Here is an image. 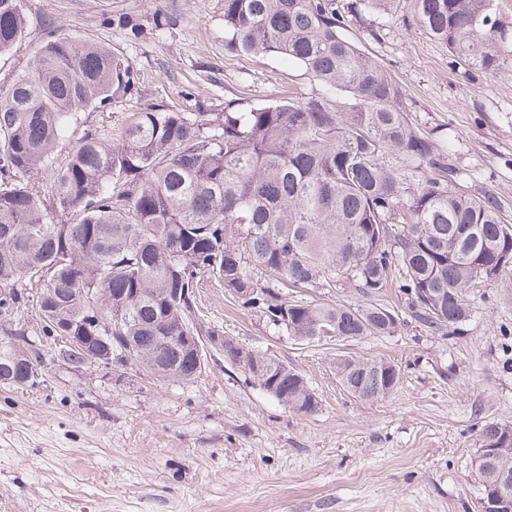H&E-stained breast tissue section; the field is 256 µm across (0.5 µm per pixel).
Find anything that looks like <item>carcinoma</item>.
<instances>
[{
	"mask_svg": "<svg viewBox=\"0 0 512 512\" xmlns=\"http://www.w3.org/2000/svg\"><path fill=\"white\" fill-rule=\"evenodd\" d=\"M224 0V43L232 54H279L325 88L247 112H178L149 104L115 132L88 130L63 157L56 149L81 114L129 93L137 79L120 54L49 36L30 69L0 89V318L21 307L3 290L28 284L51 309L41 332L94 316L84 288L112 289V341L126 336L162 379L202 372L194 352L155 356L166 336L211 335L195 319L207 274L243 306L290 336L357 340L389 336L395 309L363 304H290L255 273L284 288L343 282L366 295L396 286L411 317L455 333L473 313L471 294L512 273V224L491 193L453 190L457 172L407 119L405 92L344 35L361 8L390 14L400 0ZM420 26L455 63L493 76L512 67V42L495 0H414ZM19 0H0V55L24 37ZM396 151L425 176L404 186L382 161ZM51 171L64 220L51 218L42 187ZM229 362L290 411H318L302 375L267 354L221 342ZM23 347L0 344V367L19 378ZM343 389L360 401L392 395L400 368L381 358L336 359ZM481 448L512 449V424L478 431Z\"/></svg>",
	"mask_w": 512,
	"mask_h": 512,
	"instance_id": "cac0c4a2",
	"label": "carcinoma"
}]
</instances>
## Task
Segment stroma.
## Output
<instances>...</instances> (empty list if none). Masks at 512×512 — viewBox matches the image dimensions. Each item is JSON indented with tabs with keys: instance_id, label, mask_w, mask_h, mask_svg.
<instances>
[{
	"instance_id": "35a3bbf8",
	"label": "stroma",
	"mask_w": 512,
	"mask_h": 512,
	"mask_svg": "<svg viewBox=\"0 0 512 512\" xmlns=\"http://www.w3.org/2000/svg\"><path fill=\"white\" fill-rule=\"evenodd\" d=\"M20 8L25 37L0 57V88L29 68L50 32L102 43L137 72L131 94L86 111L92 130L120 128L152 103L245 111L288 91L303 99L321 91L279 55L227 53L224 0H20ZM159 13L172 25L155 29ZM119 16L141 23L140 38L113 25ZM366 19L346 37L403 86L411 127L443 146L456 190L493 192L512 222V69L490 77L456 67L417 23L412 0ZM376 300L398 311L394 335L303 341L201 278L205 328L300 373L320 400L310 416L225 361L220 343L207 347L200 376L169 381L134 363H68L32 308L16 312L41 361L34 384L0 386V512H480L477 426L512 424V282L478 288L473 318L453 336L420 327L395 289ZM342 356L398 365L397 391L352 398L336 378Z\"/></svg>"
}]
</instances>
